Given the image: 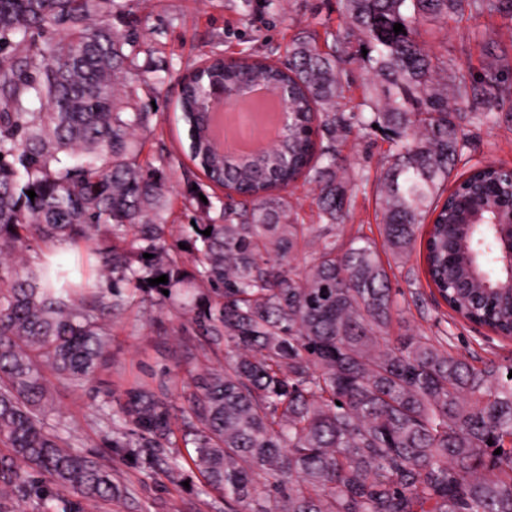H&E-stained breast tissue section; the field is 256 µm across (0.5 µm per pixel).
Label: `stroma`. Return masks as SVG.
<instances>
[{"instance_id": "obj_1", "label": "stroma", "mask_w": 512, "mask_h": 512, "mask_svg": "<svg viewBox=\"0 0 512 512\" xmlns=\"http://www.w3.org/2000/svg\"><path fill=\"white\" fill-rule=\"evenodd\" d=\"M113 21L136 33L135 63L145 75L136 84L138 108L150 115L148 127L137 132L143 144L141 159L166 169L168 221L180 226L192 221V210L184 206L192 190L212 197L224 195L186 155L187 132L175 111L183 77L208 57L242 49L282 58L292 38L337 28L340 14L337 0H279L273 9L260 0H122ZM486 31L494 34L495 45L483 39ZM440 39L449 64L461 69L467 79L494 73L512 85V14L475 13L450 19ZM462 128L468 138L465 160L512 167V100L505 102L498 123L468 118ZM388 148V142L375 132L351 136L339 148L340 174H375ZM377 213L374 193L358 195L347 222L338 230L340 238L362 235L382 243ZM391 286L402 294L393 327L447 338L452 353L477 366L490 360L512 365V337L451 317L445 303L434 298L421 254L393 262ZM185 314L178 300L158 305L149 299L128 308L112 319L111 367L79 390L56 384L54 417L71 433L79 451H106V430L95 422L96 408L126 380L136 375L156 379L165 372L186 378L200 371L204 357L177 333ZM112 473L129 488V495L102 509L82 504L81 512H222L224 507L223 494L186 469H152L145 459L132 461L116 455Z\"/></svg>"}]
</instances>
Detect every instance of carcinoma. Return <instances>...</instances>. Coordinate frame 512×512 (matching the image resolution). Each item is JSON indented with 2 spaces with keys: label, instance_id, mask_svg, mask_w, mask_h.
I'll use <instances>...</instances> for the list:
<instances>
[{
  "label": "carcinoma",
  "instance_id": "cac0c4a2",
  "mask_svg": "<svg viewBox=\"0 0 512 512\" xmlns=\"http://www.w3.org/2000/svg\"><path fill=\"white\" fill-rule=\"evenodd\" d=\"M117 6L0 0L5 494L35 502L33 512L122 496L112 458L75 451L53 421L49 378L92 383L112 361L110 316L147 290L162 302L165 289L191 299L181 332L211 367L183 384L175 429L167 380L126 381L118 410L98 407L108 427L125 428L110 441L116 451L154 448L161 466L166 449L191 446L188 465L224 492V512H512V365L476 367L424 332L392 335L400 302L376 245L336 234L369 184L337 176L336 144L376 125L391 143L374 181L383 247L408 258L429 225V284L460 317L512 336L502 244L471 235L497 292L460 278L457 258L460 213L491 198L507 208L512 191L492 166L448 190L466 147L462 114L497 123L491 90L508 88L495 75L467 82L420 32L467 13H512V0H339L346 25L326 47L310 32L284 67L242 53L189 75L177 102L188 156L229 202L189 198L202 222L187 225V251L169 242L163 171L139 161L136 131L149 116L127 81L136 35L109 24ZM244 72L272 93L290 89L291 126L261 152L219 158L200 102ZM357 73L366 90L346 110L339 99ZM300 180L315 187L316 225L297 221L288 187ZM60 241L75 247L74 263L47 257ZM163 274L167 283L149 285Z\"/></svg>",
  "mask_w": 512,
  "mask_h": 512
}]
</instances>
